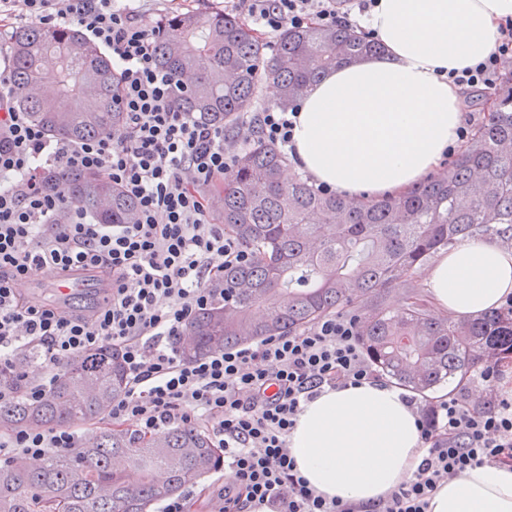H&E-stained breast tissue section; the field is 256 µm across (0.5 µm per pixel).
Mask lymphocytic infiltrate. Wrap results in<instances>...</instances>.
I'll return each mask as SVG.
<instances>
[{"label": "lymphocytic infiltrate", "instance_id": "1", "mask_svg": "<svg viewBox=\"0 0 512 512\" xmlns=\"http://www.w3.org/2000/svg\"><path fill=\"white\" fill-rule=\"evenodd\" d=\"M375 0H233V8L275 40L284 27L355 25ZM40 24L79 26L112 58L120 77L122 131L78 143L49 139L13 101L0 69V369L39 346L44 394L58 369L107 345L119 347L129 382L106 418L151 434L173 422L209 428L224 450L227 478L215 512H428L435 490L468 468L512 466V399L490 391L416 408L426 454L414 476L377 504L326 500L299 475L288 435L302 404L326 388L378 381L354 318L330 314L294 334L225 348L190 361L179 343L188 322L214 297L224 264L250 255L214 223L207 187L229 173L253 136L288 148L289 112L246 115L235 134L196 121L175 105L176 80L154 57L160 25L138 18L128 0H24ZM512 62V20L487 57L451 73L465 96L499 93ZM99 171L137 203L134 224H97L67 193L37 183L40 168ZM69 223H56L61 211ZM81 263L106 272L112 296L98 312L35 308L17 289L34 271ZM70 427L29 428L0 440V457L41 458L75 448Z\"/></svg>", "mask_w": 512, "mask_h": 512}]
</instances>
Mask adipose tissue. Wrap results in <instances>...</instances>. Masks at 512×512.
<instances>
[{
    "instance_id": "obj_1",
    "label": "adipose tissue",
    "mask_w": 512,
    "mask_h": 512,
    "mask_svg": "<svg viewBox=\"0 0 512 512\" xmlns=\"http://www.w3.org/2000/svg\"><path fill=\"white\" fill-rule=\"evenodd\" d=\"M512 0H377L357 30L382 53L306 87L292 159L353 205L401 195L461 150L460 91L447 80L486 57ZM430 306L465 319L512 297V248L449 246L426 271ZM396 385L327 389L289 434L299 473L326 499L371 503L416 471L426 449ZM428 512H512V467L486 463L442 484Z\"/></svg>"
}]
</instances>
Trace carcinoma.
Here are the masks:
<instances>
[{
  "label": "carcinoma",
  "mask_w": 512,
  "mask_h": 512,
  "mask_svg": "<svg viewBox=\"0 0 512 512\" xmlns=\"http://www.w3.org/2000/svg\"><path fill=\"white\" fill-rule=\"evenodd\" d=\"M154 46L160 67L186 81L176 105L231 132L258 100L260 66L279 89L278 105L342 62L380 53L354 29L285 28L269 48L238 15L221 10L169 14ZM15 106L51 139L79 142L124 128L119 79L110 57L77 27L27 25L7 45ZM55 74L56 93L33 92L42 74ZM85 98L95 101L83 110ZM284 154L256 136L210 192L219 223L251 256L226 266L210 284L222 290L188 325L193 359L224 347L299 332L333 313L359 318L361 343L382 373L418 394L480 366L512 363V310L455 321L431 312L411 281L437 251L466 239L512 240V94L488 108V118L448 170L408 193L352 207L342 194L325 195L301 178L285 180ZM42 188L64 187L99 224H133L137 206L122 188L95 171L38 174ZM35 348L0 370V432L95 421L127 386L120 351L106 346L70 361L39 400L22 389L23 368ZM224 469V452L191 424L146 435L103 426L78 447L48 453L42 466L0 462V512H150V508Z\"/></svg>",
  "instance_id": "obj_1"
}]
</instances>
